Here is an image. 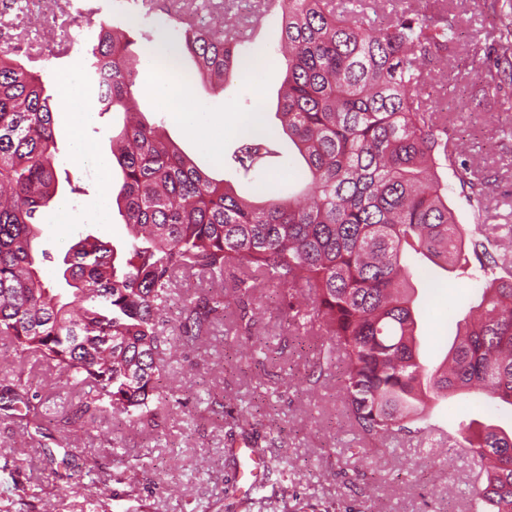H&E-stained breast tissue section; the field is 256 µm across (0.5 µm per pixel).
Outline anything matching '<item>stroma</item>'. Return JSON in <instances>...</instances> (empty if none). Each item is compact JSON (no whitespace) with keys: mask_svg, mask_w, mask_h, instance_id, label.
I'll return each mask as SVG.
<instances>
[{"mask_svg":"<svg viewBox=\"0 0 512 512\" xmlns=\"http://www.w3.org/2000/svg\"><path fill=\"white\" fill-rule=\"evenodd\" d=\"M90 7L121 23L133 0H42L35 12L12 10L11 27L0 28V48L24 38L33 52L48 55L53 77L66 73L79 65L82 49L92 41L89 30L77 24L78 12ZM417 12L445 16L460 32L447 65L433 72L437 87L428 105L447 113L449 142L458 145L472 173L489 182L481 214L473 213L453 177L448 180V201L467 228L503 223L507 209L502 202L512 199V136L505 133L512 127V83L503 74L491 77L487 71L502 53L501 31L512 28V0H367L364 10L367 22L376 26L395 15ZM52 14L55 25H45L44 17ZM279 25V17L265 18L254 42L252 66L258 85L243 82L236 71L215 94L193 76L191 64L179 72L190 89L188 111L223 113L225 154H232L240 137L251 132L256 117L270 127L277 123V93L285 74L275 42ZM49 92L61 161L84 189L64 201L73 223H58L53 208L40 227V239L54 255L43 265L42 276L53 282L59 275L58 259L80 234L117 242L126 228L116 204H109L103 220L94 209L109 183L120 176L114 163L107 174H100L94 159L111 158L112 130L121 126V113H92L83 130L90 159L79 166L74 162L68 110L55 80ZM136 100L145 119L163 126L202 169L229 176V168L214 160L200 140L186 135L155 92L137 90ZM298 180L297 168L277 163L260 170L255 181L236 182L235 188L251 197ZM414 285L420 353L432 368L445 356L455 322L468 310L478 286L437 268ZM257 302L263 314L250 334H237L229 311L212 335L172 353L161 379L163 419L155 430L129 427L118 415L85 427L63 426L59 417L74 408L79 390L67 385L55 368L26 357L34 390L56 414L44 427L53 437H66L76 462L95 460L94 477L106 483L127 467H137L132 496L111 501V512H273L263 501L271 493L272 476H265L264 487L252 491L239 480V460L224 446L220 418L199 404L202 396L232 413H246L256 433L274 438L265 454L283 461L289 491L285 512H332L343 499L356 512H469L470 492L480 478L459 449L443 439L431 451L414 436L387 449L363 447L351 425L337 371L315 383L307 379L320 337L289 325L270 289H260ZM473 419L512 426V407L497 408L463 394L449 398L442 410L447 426ZM71 484V479L51 474L42 444L23 422L0 414V512H90L84 496L72 493Z\"/></svg>","mask_w":512,"mask_h":512,"instance_id":"obj_1","label":"stroma"}]
</instances>
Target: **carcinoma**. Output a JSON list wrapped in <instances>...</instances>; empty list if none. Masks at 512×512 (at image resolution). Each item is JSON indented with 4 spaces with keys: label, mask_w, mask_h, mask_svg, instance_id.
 Masks as SVG:
<instances>
[{
    "label": "carcinoma",
    "mask_w": 512,
    "mask_h": 512,
    "mask_svg": "<svg viewBox=\"0 0 512 512\" xmlns=\"http://www.w3.org/2000/svg\"><path fill=\"white\" fill-rule=\"evenodd\" d=\"M360 0L336 11L334 0H279L277 44L286 62L278 95V133L239 140L230 165L251 180L265 163L296 152L306 193L280 191L259 202L231 181L201 169L160 125L138 118L134 88L143 40L175 46L174 62L190 58L211 82L251 62L229 20L199 30L167 7L166 22L148 31L103 19L94 26L83 70L89 82L110 77L101 114L121 110L112 136L121 179L112 186L128 229L122 243L87 234L62 258L51 286L40 264L54 260L40 246L42 213L64 185L59 180L52 96L47 74L31 54L0 50V340L19 357L36 356L78 388L75 418L119 413L155 428L163 398L159 381L167 352L195 342L237 310L248 334L259 307L255 293L273 290L289 322L316 327L325 343L314 372L341 361L339 379L349 417L362 440L384 447L419 434L428 444L448 436L479 469L472 512H512V430L472 420L447 433L431 422L448 397L474 390L512 406V225L487 235L466 232L448 205V173L469 204H481L486 182L455 166L448 116L427 107L432 67L452 54L456 30L446 19L399 15L375 27ZM412 255L457 278L481 282L479 301L457 321L441 364L420 359L415 288L423 269ZM224 288L183 302L173 334L161 330L185 274ZM37 394L18 363L0 370V410L15 411L43 434ZM226 446L247 434L245 414L230 416Z\"/></svg>",
    "instance_id": "cac0c4a2"
}]
</instances>
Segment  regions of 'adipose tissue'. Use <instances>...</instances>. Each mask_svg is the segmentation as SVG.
<instances>
[{
    "mask_svg": "<svg viewBox=\"0 0 512 512\" xmlns=\"http://www.w3.org/2000/svg\"><path fill=\"white\" fill-rule=\"evenodd\" d=\"M57 81L70 110V132L75 144V160L80 163L86 158L81 130L84 122L91 115V108L81 90L76 74L58 76ZM142 81L147 88L163 95L168 111L177 121L183 123L189 136L200 139L207 146L213 158H220L221 144L224 140L223 118L188 117L184 110V101L189 95L188 87L170 80L166 74L159 72L154 67L146 68Z\"/></svg>",
    "mask_w": 512,
    "mask_h": 512,
    "instance_id": "1",
    "label": "adipose tissue"
}]
</instances>
